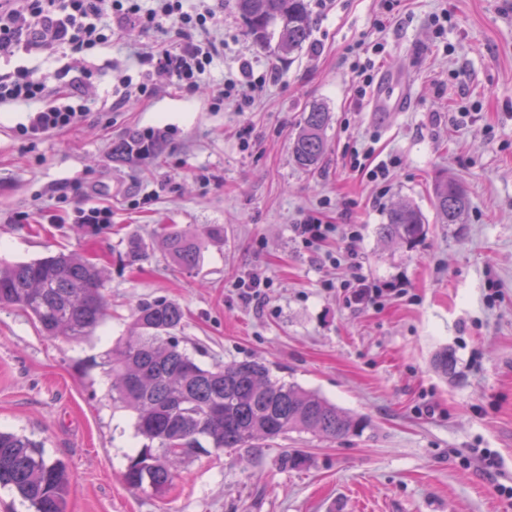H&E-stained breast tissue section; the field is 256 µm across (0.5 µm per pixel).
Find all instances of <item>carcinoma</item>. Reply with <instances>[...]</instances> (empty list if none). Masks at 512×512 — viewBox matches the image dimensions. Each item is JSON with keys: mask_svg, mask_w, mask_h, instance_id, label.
<instances>
[{"mask_svg": "<svg viewBox=\"0 0 512 512\" xmlns=\"http://www.w3.org/2000/svg\"><path fill=\"white\" fill-rule=\"evenodd\" d=\"M309 0H235L254 43L266 53L286 59L300 51L310 35ZM330 112L312 104L303 112L291 144L295 165L306 171L321 167L326 153L325 131ZM161 135L128 131L112 146L118 162L160 156ZM433 207L440 224H461L469 207L464 188L441 177L433 187ZM422 212L409 204L392 208L380 234L409 244L424 234ZM160 236L172 262L194 269L202 240L173 225ZM102 271L85 256L59 252L30 261H0V308L26 313L48 336L74 339L93 334L106 307ZM184 311L167 299L140 304L132 336L112 350L104 364L112 372V404L135 413V431L143 444L127 457L124 483L135 490L165 495L184 459L204 450L240 451L269 445L292 433L338 440L360 437L369 428L318 393L272 376L255 360L200 365L182 347L177 335ZM285 471L309 467L298 450H283L276 459ZM0 487L9 488L29 504L31 512H66L69 474L60 460L46 456L43 444L26 435L0 430Z\"/></svg>", "mask_w": 512, "mask_h": 512, "instance_id": "obj_1", "label": "carcinoma"}]
</instances>
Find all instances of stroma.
Here are the masks:
<instances>
[{
    "label": "stroma",
    "instance_id": "1",
    "mask_svg": "<svg viewBox=\"0 0 512 512\" xmlns=\"http://www.w3.org/2000/svg\"><path fill=\"white\" fill-rule=\"evenodd\" d=\"M378 13V0H326L311 9L302 51L282 61L254 44L224 0L234 41L197 91L162 81L152 97L112 110L113 69L138 74L134 53L165 38L134 29L89 54V111L76 126L32 140L18 129L28 105L0 106V257L78 252L106 273L108 315L80 341L49 338L0 308V428L67 464V512H512L498 491L512 486V0H399L382 32ZM359 41L384 44L379 66L410 83L409 111L379 119L355 106L347 48ZM246 62L264 80L253 105L216 103L225 73ZM314 103L331 115L326 160L305 173L290 143ZM131 129L164 131L161 156L114 163L112 144ZM355 145L387 161L386 183L348 168ZM441 176L467 192L463 223L435 220ZM401 203L426 220L412 245L380 235ZM91 206L112 212L95 235L78 221ZM308 213L334 232L306 241L296 225ZM161 224L190 234L217 225L224 236L205 239L187 271L154 236ZM353 230L361 273L383 291L366 308L343 291L351 270L338 256ZM133 237L145 253L131 264ZM254 272L268 286L246 301L235 283ZM157 298L181 305L183 346L202 365L263 361L366 416L369 428L200 453L166 497L129 489L121 473L141 441L133 413L113 408L99 362L138 305ZM444 349L455 357L446 377L432 366ZM285 447L305 452L310 467L280 470Z\"/></svg>",
    "mask_w": 512,
    "mask_h": 512
}]
</instances>
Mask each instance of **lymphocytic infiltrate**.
Instances as JSON below:
<instances>
[{"mask_svg":"<svg viewBox=\"0 0 512 512\" xmlns=\"http://www.w3.org/2000/svg\"><path fill=\"white\" fill-rule=\"evenodd\" d=\"M139 28L169 35L157 50L139 56V79L126 71L112 77L113 109L150 96L163 76L186 91L202 83L224 47L223 0H0V58L21 54L66 55L53 77L20 67L0 74V104L37 102L23 125L38 139L71 128L85 117L81 104L90 72L84 54L111 43L118 32Z\"/></svg>","mask_w":512,"mask_h":512,"instance_id":"f902f5d3","label":"lymphocytic infiltrate"}]
</instances>
